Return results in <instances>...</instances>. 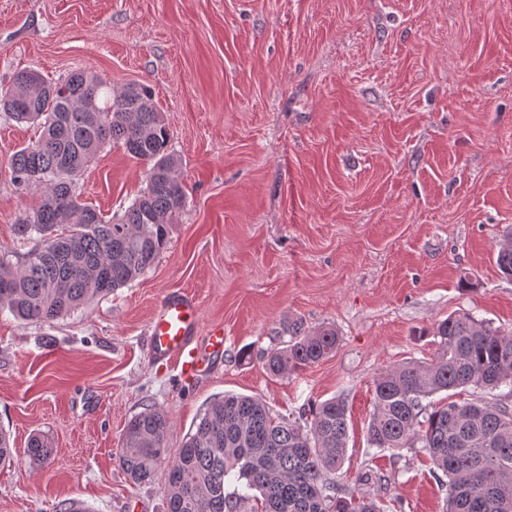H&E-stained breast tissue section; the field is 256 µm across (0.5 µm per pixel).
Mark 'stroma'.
<instances>
[{
  "label": "stroma",
  "mask_w": 512,
  "mask_h": 512,
  "mask_svg": "<svg viewBox=\"0 0 512 512\" xmlns=\"http://www.w3.org/2000/svg\"><path fill=\"white\" fill-rule=\"evenodd\" d=\"M34 69L113 89L151 87L186 203L155 264L52 323L0 315V512H163L164 472L131 482L117 460L129 419L169 417L178 448L206 405L262 397L294 419L343 396L348 458L337 481L385 512H442L426 452L377 454L362 480L373 381L436 351L433 331L470 312L512 334V278L496 264L512 230V0H0V87ZM39 135L0 114V252L23 263L16 226L36 203L8 159ZM144 163L106 147L77 183L113 215ZM198 301L224 352L191 380L152 361L147 326L171 290ZM329 326L334 353L270 376L288 324ZM48 437L33 467L31 435ZM52 449L47 438L41 434H34L28 441L26 456L32 466H42L51 457Z\"/></svg>",
  "instance_id": "stroma-1"
}]
</instances>
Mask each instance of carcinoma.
I'll return each mask as SVG.
<instances>
[{"label":"carcinoma","instance_id":"cac0c4a2","mask_svg":"<svg viewBox=\"0 0 512 512\" xmlns=\"http://www.w3.org/2000/svg\"><path fill=\"white\" fill-rule=\"evenodd\" d=\"M0 112L41 129L12 153L11 180L39 201L17 234L37 241L17 266L0 255V313L51 323L145 274L169 241L173 214L186 195L170 151V133L144 84L119 91L104 77L74 72L55 82L35 70L18 72L0 89ZM148 165L146 187L123 214L105 218L76 194L79 177L109 143ZM497 265L512 277V231L497 248ZM436 354L407 361L374 380L369 447L391 452L422 448L432 473L448 488L443 512H512V408L480 403L423 404L434 395L474 387H512V335L463 311L437 323ZM336 332L291 324V341L266 355L273 376L296 373L336 350ZM170 420L147 408L122 435L118 463L135 483H148L167 463L164 512H382L376 501L339 485L348 451L347 403L334 397L294 419L275 416L259 398L226 394L212 402L175 453ZM52 449L34 434L26 456L46 464ZM229 482L247 489L226 491Z\"/></svg>","mask_w":512,"mask_h":512}]
</instances>
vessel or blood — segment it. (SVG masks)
I'll use <instances>...</instances> for the list:
<instances>
[{
    "label": "vessel or blood",
    "mask_w": 512,
    "mask_h": 512,
    "mask_svg": "<svg viewBox=\"0 0 512 512\" xmlns=\"http://www.w3.org/2000/svg\"><path fill=\"white\" fill-rule=\"evenodd\" d=\"M148 339L151 357L172 363L186 378L197 375L206 356L224 349L220 332L199 337L197 302L182 291L163 297L150 321Z\"/></svg>",
    "instance_id": "1"
}]
</instances>
